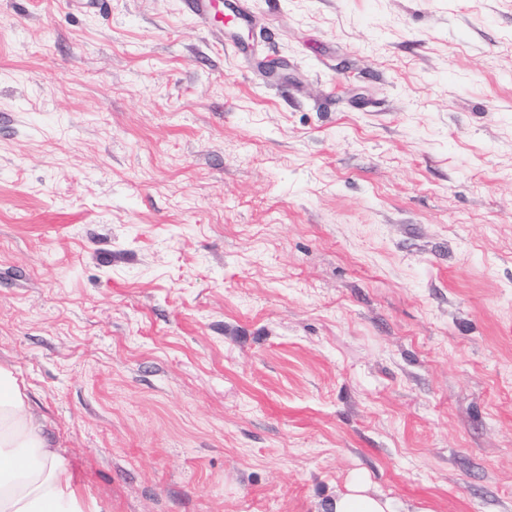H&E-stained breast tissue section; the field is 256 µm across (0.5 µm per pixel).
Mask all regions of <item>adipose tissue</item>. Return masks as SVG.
<instances>
[{"label":"adipose tissue","mask_w":512,"mask_h":512,"mask_svg":"<svg viewBox=\"0 0 512 512\" xmlns=\"http://www.w3.org/2000/svg\"><path fill=\"white\" fill-rule=\"evenodd\" d=\"M0 512H100L78 487L26 393L11 370L0 367ZM322 512H395L390 499L371 493L353 473Z\"/></svg>","instance_id":"obj_1"}]
</instances>
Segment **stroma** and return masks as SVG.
<instances>
[{
	"instance_id": "1",
	"label": "stroma",
	"mask_w": 512,
	"mask_h": 512,
	"mask_svg": "<svg viewBox=\"0 0 512 512\" xmlns=\"http://www.w3.org/2000/svg\"><path fill=\"white\" fill-rule=\"evenodd\" d=\"M0 0V366L104 512H512V0ZM186 11L205 24L222 25L229 34L249 24L251 11L248 0H232L223 4L222 0H183ZM224 6V10L220 8ZM344 492L336 493L322 512H397L390 499L370 492L367 478L354 472Z\"/></svg>"
}]
</instances>
